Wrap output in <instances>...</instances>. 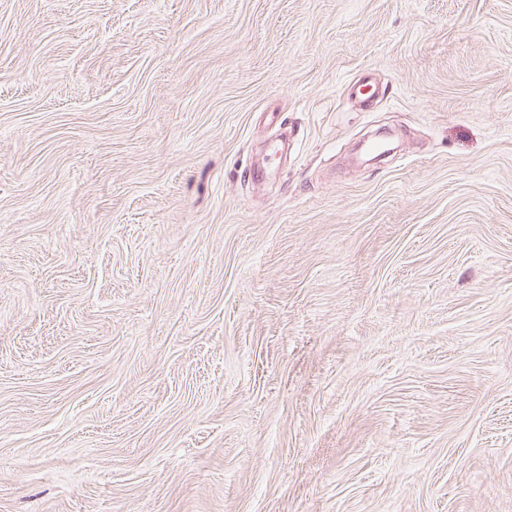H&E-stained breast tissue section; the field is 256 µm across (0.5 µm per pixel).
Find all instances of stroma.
Instances as JSON below:
<instances>
[{
	"instance_id": "35a3bbf8",
	"label": "stroma",
	"mask_w": 512,
	"mask_h": 512,
	"mask_svg": "<svg viewBox=\"0 0 512 512\" xmlns=\"http://www.w3.org/2000/svg\"><path fill=\"white\" fill-rule=\"evenodd\" d=\"M0 512H512V0H0Z\"/></svg>"
}]
</instances>
